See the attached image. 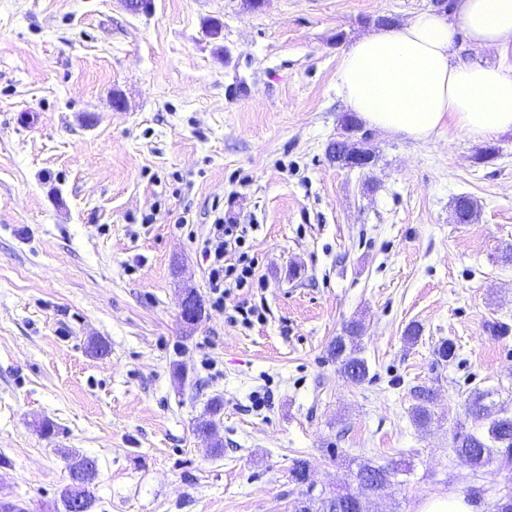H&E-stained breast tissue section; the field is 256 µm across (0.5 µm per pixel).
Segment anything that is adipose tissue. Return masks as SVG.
Masks as SVG:
<instances>
[{"label": "adipose tissue", "mask_w": 512, "mask_h": 512, "mask_svg": "<svg viewBox=\"0 0 512 512\" xmlns=\"http://www.w3.org/2000/svg\"><path fill=\"white\" fill-rule=\"evenodd\" d=\"M493 64L463 63L455 33ZM512 0H456L450 13L424 11L380 28L342 53L336 87L369 126L424 141L452 122L472 135L512 132Z\"/></svg>", "instance_id": "adipose-tissue-1"}]
</instances>
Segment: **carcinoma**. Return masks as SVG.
<instances>
[{"instance_id":"cac0c4a2","label":"carcinoma","mask_w":512,"mask_h":512,"mask_svg":"<svg viewBox=\"0 0 512 512\" xmlns=\"http://www.w3.org/2000/svg\"><path fill=\"white\" fill-rule=\"evenodd\" d=\"M476 206L468 196H460L455 201L454 212L458 223L466 224L475 214ZM357 327L354 324L346 328V335L336 338L330 348V355L340 365V370L350 380L361 383L366 380L369 367L366 360L358 356L353 344ZM414 397L418 404L413 410L415 423L423 427L431 420L429 405L433 402V392L424 386L414 389ZM484 395L477 394L468 401V414L474 419L486 421L485 429L480 432H457L453 438V448L457 455L466 458L473 466H484L492 456L499 457L501 464L512 467V416L490 417L488 406L483 403ZM80 462L85 465V484L80 489L67 485L62 493L65 512H91L95 496L91 485L97 476L95 460L82 457ZM396 468L375 466L364 463L355 473L358 484L365 482L387 484L395 474ZM298 512H371L369 502L362 494L347 493L336 502L331 503L321 498L308 497L302 501Z\"/></svg>"}]
</instances>
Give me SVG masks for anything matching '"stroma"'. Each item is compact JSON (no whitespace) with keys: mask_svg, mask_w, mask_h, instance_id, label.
Segmentation results:
<instances>
[{"mask_svg":"<svg viewBox=\"0 0 512 512\" xmlns=\"http://www.w3.org/2000/svg\"><path fill=\"white\" fill-rule=\"evenodd\" d=\"M434 6L0 0V501L63 512L75 455L98 464L94 512H295L309 485L357 490L364 462L399 466L377 512L448 493L489 512L512 494V469L453 450L457 426L481 427L473 394L512 416V332H486L512 328V132L366 125L367 168L326 154L349 113L343 51L374 18ZM219 209L249 226L265 278L236 294L264 307L249 327L206 301L198 241ZM352 321L360 384L329 356ZM418 386L436 394L423 428Z\"/></svg>","mask_w":512,"mask_h":512,"instance_id":"obj_1","label":"stroma"}]
</instances>
